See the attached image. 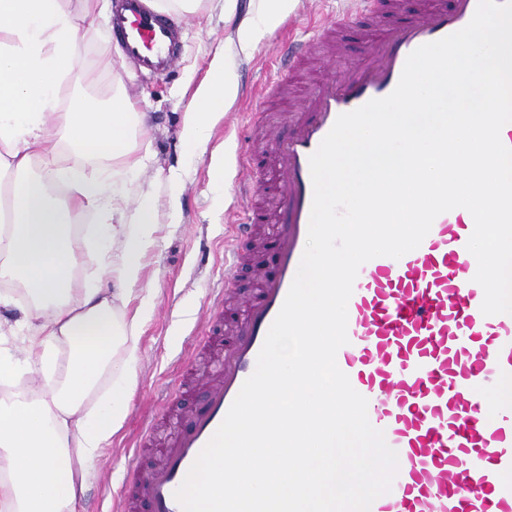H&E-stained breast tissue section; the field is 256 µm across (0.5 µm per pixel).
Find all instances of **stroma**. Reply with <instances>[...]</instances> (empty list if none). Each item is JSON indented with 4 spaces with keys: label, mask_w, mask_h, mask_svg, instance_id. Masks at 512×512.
<instances>
[{
    "label": "stroma",
    "mask_w": 512,
    "mask_h": 512,
    "mask_svg": "<svg viewBox=\"0 0 512 512\" xmlns=\"http://www.w3.org/2000/svg\"><path fill=\"white\" fill-rule=\"evenodd\" d=\"M342 6V0H297L296 8L274 32L243 49L236 32L254 18L258 0H234L229 7L224 0H201L198 9L185 16L181 66L171 74L145 80L120 59L109 28V4L105 2L96 14L80 21V62L61 103L69 105L72 88L80 85L102 93L121 88L138 111L149 113L151 131L135 141V154L143 166L130 178L128 200L134 205L141 194L150 193L159 227L144 266V285L155 291V308L140 334L138 387L128 403L123 427L104 445L76 512H113V494L126 476L124 452L140 419L160 412L162 397L177 380L181 352L205 312L208 291L224 278L225 203L235 194V125L287 113V102L257 99L255 90L275 79L274 62L289 33H302L310 20L332 15ZM341 35L345 47L335 68L357 61L363 46L358 27L342 29ZM219 50L237 76L239 92L247 89L251 95L243 98L238 93L229 99L216 114L208 136L189 150L180 138L182 124ZM335 68L313 67L295 84L294 96L302 97L308 82L332 77ZM219 168L224 171L225 203L221 206L214 202L213 175Z\"/></svg>",
    "instance_id": "obj_1"
}]
</instances>
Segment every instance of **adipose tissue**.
<instances>
[{
	"label": "adipose tissue",
	"instance_id": "1",
	"mask_svg": "<svg viewBox=\"0 0 512 512\" xmlns=\"http://www.w3.org/2000/svg\"><path fill=\"white\" fill-rule=\"evenodd\" d=\"M296 0H259L240 27L241 48L273 32ZM77 16L69 0H0V179L9 178L7 233L0 235V278L29 302L25 320L0 336V512H75L104 443L124 424L138 385L139 336L155 294L143 285V259L155 243V203L125 206V181L86 177L60 165L61 149L132 158L144 113L118 93L98 107L60 93L79 56ZM237 84L215 53L181 130L186 145L210 130ZM89 239L73 233L87 212ZM97 266L77 280L78 263ZM108 376L112 386L98 393Z\"/></svg>",
	"mask_w": 512,
	"mask_h": 512
}]
</instances>
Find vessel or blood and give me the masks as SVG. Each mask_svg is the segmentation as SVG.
I'll return each mask as SVG.
<instances>
[{"label":"vessel or blood","mask_w":512,"mask_h":512,"mask_svg":"<svg viewBox=\"0 0 512 512\" xmlns=\"http://www.w3.org/2000/svg\"><path fill=\"white\" fill-rule=\"evenodd\" d=\"M340 14L320 20L312 36L289 41L281 78L295 79L322 37L378 15L381 0H347ZM478 0H425L408 21L370 34L360 59L340 78L319 81L296 108L292 130L262 129L270 164L255 176L249 151H239L236 208L228 225L227 274L251 260L260 244L271 261L257 270L255 295L239 297L234 339L218 349L202 401L169 444L143 438L127 449L126 477L114 512H182L175 492L224 420L280 312L308 239L313 202L309 158L340 114L390 95L418 47L469 24ZM112 37L142 78L172 71L184 50L182 23L152 0H114ZM474 225L461 209L435 218L415 250L363 264L347 304V344L338 368L368 401L373 427L398 454L390 492L370 512H512V314L484 315L476 258L467 242ZM226 289L211 293L209 336L222 333ZM147 454L161 458L144 468Z\"/></svg>","instance_id":"vessel-or-blood-1"}]
</instances>
